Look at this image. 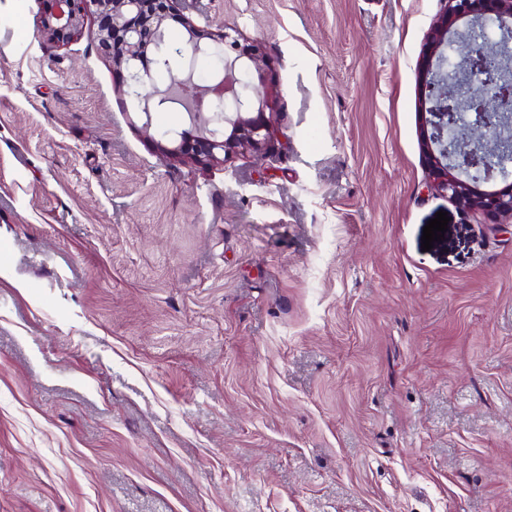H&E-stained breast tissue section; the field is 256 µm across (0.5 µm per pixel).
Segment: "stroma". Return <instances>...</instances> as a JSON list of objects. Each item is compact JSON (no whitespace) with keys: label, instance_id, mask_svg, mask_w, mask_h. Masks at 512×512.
Masks as SVG:
<instances>
[{"label":"stroma","instance_id":"obj_1","mask_svg":"<svg viewBox=\"0 0 512 512\" xmlns=\"http://www.w3.org/2000/svg\"><path fill=\"white\" fill-rule=\"evenodd\" d=\"M442 8L176 0L175 46H259L279 131L199 165L96 19L52 48L0 0V512H512V226L422 152Z\"/></svg>","mask_w":512,"mask_h":512}]
</instances>
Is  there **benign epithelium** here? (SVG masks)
Returning a JSON list of instances; mask_svg holds the SVG:
<instances>
[{"mask_svg":"<svg viewBox=\"0 0 512 512\" xmlns=\"http://www.w3.org/2000/svg\"><path fill=\"white\" fill-rule=\"evenodd\" d=\"M52 12L45 22L53 47L69 44L85 22L98 21L101 49L122 74L126 93L140 111L151 113L176 103L175 87L193 85L194 94L182 106L193 124L179 134L170 152L206 165L221 153L261 150L276 139L266 116L269 100L259 87L263 75L253 74V44L224 50L228 35L214 36L188 25L183 47L171 46L166 20L177 0H48ZM422 62V147L431 187L446 194L466 214H480L495 224L512 223V171L499 163L512 149V0H443ZM493 25L497 38L478 41L475 31ZM458 58L448 66L445 51ZM203 55L220 59L208 80L195 81L196 62ZM178 71L183 79L144 95L142 88L160 72ZM477 135L463 140V117Z\"/></svg>","mask_w":512,"mask_h":512,"instance_id":"benign-epithelium-1","label":"benign epithelium"}]
</instances>
